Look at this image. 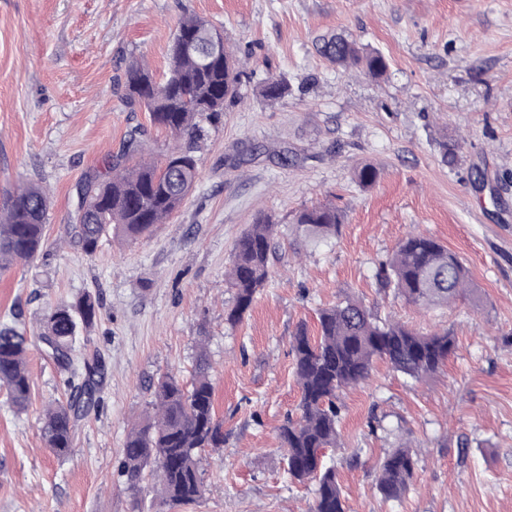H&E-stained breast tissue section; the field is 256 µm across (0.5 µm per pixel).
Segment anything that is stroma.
<instances>
[{"mask_svg":"<svg viewBox=\"0 0 512 512\" xmlns=\"http://www.w3.org/2000/svg\"><path fill=\"white\" fill-rule=\"evenodd\" d=\"M186 14L223 31L244 69L238 96L204 124L201 176L182 209L147 237H106L85 256L68 224L86 176L104 172L134 127L157 150L172 144L129 111L116 80L132 60L163 77ZM336 34L380 52L386 73L327 63L316 42ZM279 74L288 95L262 99ZM443 138L455 164L441 160ZM365 164L378 171L369 186L353 178ZM24 181L50 195L47 244L0 271V323L32 337L47 306L99 294L84 347L105 377L63 458L40 428L69 392L66 374L34 349L26 411L0 389V512H169L150 482L132 494L118 464L151 381L190 382L201 338L224 445L204 452V494L182 512H309L315 485L289 478L278 439L299 401L290 339L347 298L457 341L424 381L379 362L341 393L340 445L323 462L348 512H512V0H0V200ZM321 203L342 211L338 236L296 239L294 215ZM263 215L278 225L275 273L232 326L224 270ZM417 232L464 259L482 307L427 310L380 287L381 262ZM401 444L416 474L386 501L378 465Z\"/></svg>","mask_w":512,"mask_h":512,"instance_id":"35a3bbf8","label":"stroma"}]
</instances>
